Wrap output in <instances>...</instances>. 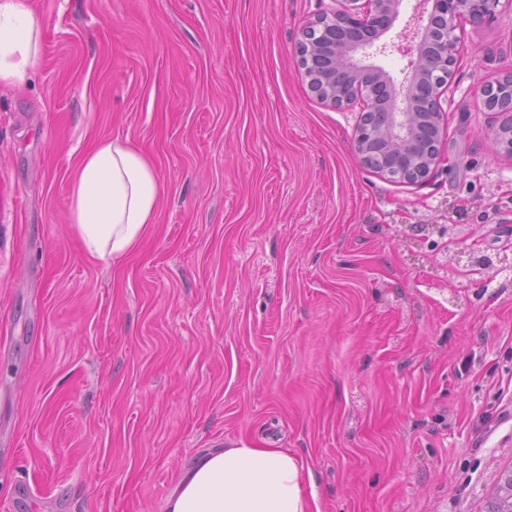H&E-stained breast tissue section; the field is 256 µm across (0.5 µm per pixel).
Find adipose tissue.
I'll list each match as a JSON object with an SVG mask.
<instances>
[{
	"label": "adipose tissue",
	"mask_w": 512,
	"mask_h": 512,
	"mask_svg": "<svg viewBox=\"0 0 512 512\" xmlns=\"http://www.w3.org/2000/svg\"><path fill=\"white\" fill-rule=\"evenodd\" d=\"M42 43V25L25 0H0V86L26 82ZM164 192L154 162L129 141L98 140L71 174L69 222L87 256H129L155 223ZM303 472L281 448H220L185 469L166 512H315Z\"/></svg>",
	"instance_id": "adipose-tissue-1"
}]
</instances>
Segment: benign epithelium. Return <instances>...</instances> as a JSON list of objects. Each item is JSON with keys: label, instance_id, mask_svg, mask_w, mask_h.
Masks as SVG:
<instances>
[{"label": "benign epithelium", "instance_id": "benign-epithelium-1", "mask_svg": "<svg viewBox=\"0 0 512 512\" xmlns=\"http://www.w3.org/2000/svg\"><path fill=\"white\" fill-rule=\"evenodd\" d=\"M307 21L295 42V57L310 92L334 109L360 107L362 116L382 117L360 122L355 135L359 163L390 178L414 181L429 176L442 162L439 143L444 132L443 103L459 62L456 30L468 22L482 26L494 21L500 0H433L426 24L407 47L394 41L377 44L391 30L402 0H337ZM397 51L412 57L400 83L387 72L355 58ZM427 95L426 108L437 132L433 147L421 152L414 139L418 96ZM480 93L492 99L499 123L489 136L491 146L512 153V70L484 84Z\"/></svg>", "mask_w": 512, "mask_h": 512}]
</instances>
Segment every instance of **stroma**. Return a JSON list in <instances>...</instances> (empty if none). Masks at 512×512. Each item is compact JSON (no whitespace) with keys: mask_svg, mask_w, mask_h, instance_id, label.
<instances>
[{"mask_svg":"<svg viewBox=\"0 0 512 512\" xmlns=\"http://www.w3.org/2000/svg\"><path fill=\"white\" fill-rule=\"evenodd\" d=\"M30 4L42 56L0 87V512H165L242 442L298 457L321 512H486L512 469V155L479 88L512 69V0L459 31L460 166L414 183L360 166L358 110L299 74L332 0ZM103 137L166 188L111 264L68 222Z\"/></svg>","mask_w":512,"mask_h":512,"instance_id":"obj_1","label":"stroma"}]
</instances>
